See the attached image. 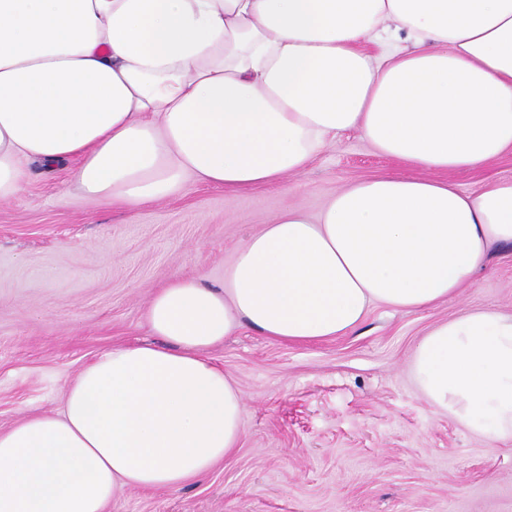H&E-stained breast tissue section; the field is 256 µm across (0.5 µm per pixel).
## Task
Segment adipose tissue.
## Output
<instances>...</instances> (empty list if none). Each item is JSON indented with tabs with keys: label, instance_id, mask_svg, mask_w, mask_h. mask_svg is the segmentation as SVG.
<instances>
[{
	"label": "adipose tissue",
	"instance_id": "ef3b65f1",
	"mask_svg": "<svg viewBox=\"0 0 512 512\" xmlns=\"http://www.w3.org/2000/svg\"><path fill=\"white\" fill-rule=\"evenodd\" d=\"M352 131L401 172L279 214L221 286L172 276L144 312L160 345L101 354L60 412L0 430V512L181 489L244 436L243 392L207 356L225 337L340 336L373 303L448 300L512 246V177L446 178L512 152V0H0V199L73 158L88 196L130 209L192 179L235 191ZM409 368L435 412L512 444V314L436 323Z\"/></svg>",
	"mask_w": 512,
	"mask_h": 512
}]
</instances>
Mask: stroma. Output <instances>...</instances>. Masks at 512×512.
Listing matches in <instances>:
<instances>
[{
    "label": "stroma",
    "mask_w": 512,
    "mask_h": 512,
    "mask_svg": "<svg viewBox=\"0 0 512 512\" xmlns=\"http://www.w3.org/2000/svg\"><path fill=\"white\" fill-rule=\"evenodd\" d=\"M76 165H32L25 190L0 200V430L58 411L95 357L150 343L144 309L172 275L222 283L275 216H317L347 184L400 169L351 132L278 183L192 181L129 210L86 197ZM478 308L512 312V247L454 297L411 313L372 305L343 336L290 345L241 329L209 352L244 394L239 448L180 490L130 492L106 512H512V445L435 413L409 373L430 326Z\"/></svg>",
    "instance_id": "1"
}]
</instances>
